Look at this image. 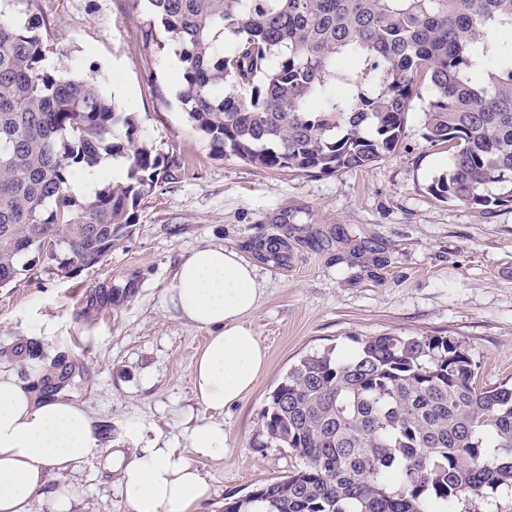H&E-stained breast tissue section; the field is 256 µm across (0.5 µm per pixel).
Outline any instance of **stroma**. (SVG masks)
<instances>
[{
	"mask_svg": "<svg viewBox=\"0 0 512 512\" xmlns=\"http://www.w3.org/2000/svg\"><path fill=\"white\" fill-rule=\"evenodd\" d=\"M40 4L56 18L46 67L75 74L92 64L104 91L126 88L123 106L165 160L135 224L100 264L65 273L48 252H32L0 288V372L86 408L109 448H186L194 426L223 423V457L192 460L211 487L195 512H224L225 499L298 467L290 450L262 447L260 413L307 354L344 355L368 336L441 334L467 347L479 384H512V206L473 209L430 194L448 153L423 135L429 86L400 147L374 166L267 171L213 156L193 129L174 47L141 50L147 0L133 12L124 0ZM268 240L282 242L281 259L256 252ZM208 244L257 265L263 293L244 324L269 358L252 392L218 414L192 390L208 333L163 302L182 259ZM62 487L76 492L77 512H130L116 473L94 459L53 474L32 512H51Z\"/></svg>",
	"mask_w": 512,
	"mask_h": 512,
	"instance_id": "obj_1",
	"label": "stroma"
}]
</instances>
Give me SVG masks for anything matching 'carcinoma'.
<instances>
[{
  "label": "carcinoma",
  "mask_w": 512,
  "mask_h": 512,
  "mask_svg": "<svg viewBox=\"0 0 512 512\" xmlns=\"http://www.w3.org/2000/svg\"><path fill=\"white\" fill-rule=\"evenodd\" d=\"M143 47L179 48L180 98L213 154L264 170H363L396 151L423 77L425 138L447 149L441 201L512 205V0H148ZM38 11L0 15V287L37 237L92 268L157 184L162 154L87 73L44 67ZM122 134L115 135V130ZM126 162L78 200L76 172ZM451 336H370L302 357L260 413L300 467L224 512H457L512 488V386L480 387Z\"/></svg>",
  "instance_id": "obj_1"
}]
</instances>
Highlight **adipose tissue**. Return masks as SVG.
<instances>
[{
  "instance_id": "adipose-tissue-1",
  "label": "adipose tissue",
  "mask_w": 512,
  "mask_h": 512,
  "mask_svg": "<svg viewBox=\"0 0 512 512\" xmlns=\"http://www.w3.org/2000/svg\"><path fill=\"white\" fill-rule=\"evenodd\" d=\"M262 294L257 267L236 251L207 245L190 252L174 274L165 301L180 320L209 331L192 363L193 389L210 411L243 399L268 368L265 349L243 324ZM91 414L62 398H39L14 376L0 374V512H31L51 472L102 457L117 473L130 512H194L210 496L188 453L224 454V425L206 421L191 432V449L153 447L103 454Z\"/></svg>"
}]
</instances>
